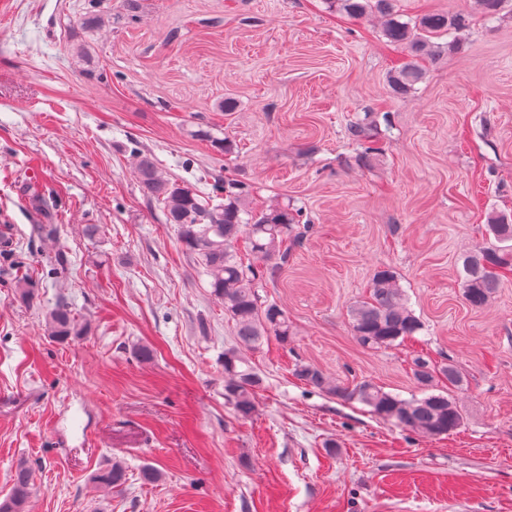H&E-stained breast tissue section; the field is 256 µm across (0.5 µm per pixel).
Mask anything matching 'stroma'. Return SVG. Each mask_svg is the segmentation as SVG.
Here are the masks:
<instances>
[{"mask_svg":"<svg viewBox=\"0 0 512 512\" xmlns=\"http://www.w3.org/2000/svg\"><path fill=\"white\" fill-rule=\"evenodd\" d=\"M121 2L0 0V497L25 461L28 512H512V280L480 308L462 287L488 215L512 216V14L475 20L394 96L404 51L325 0H139L134 17ZM94 7L111 22L84 26ZM368 112L364 166L348 128ZM198 123L234 153L191 138ZM137 151L201 191L216 172L247 182L253 207L302 214L260 290L295 336L251 352L265 380L251 419L224 397L233 324L142 196ZM384 266L423 328L369 349L350 307ZM61 299L83 335L50 334ZM418 354L463 376L453 434L420 436L294 376L303 361L408 398ZM116 459L126 484L98 489Z\"/></svg>","mask_w":512,"mask_h":512,"instance_id":"obj_1","label":"stroma"}]
</instances>
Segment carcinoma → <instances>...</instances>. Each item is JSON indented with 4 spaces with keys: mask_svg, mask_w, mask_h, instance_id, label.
<instances>
[{
    "mask_svg": "<svg viewBox=\"0 0 512 512\" xmlns=\"http://www.w3.org/2000/svg\"><path fill=\"white\" fill-rule=\"evenodd\" d=\"M340 13L354 20L371 16L383 19V36L407 50L409 59L391 70L387 82L394 95L415 90L422 78L416 59L438 51L433 39L450 37L448 49L458 47L457 35L471 26L472 18H497L512 12V0H473L475 10L453 15L425 13L402 20L397 0H329ZM191 136L208 143L220 153L234 150L231 141L213 135L211 128L199 126ZM136 174L139 188L147 200L159 205L166 223L177 224L180 241L198 256L214 297L224 304V314L234 324L236 345L224 351V396L237 417L251 418L256 410L257 391L264 379L252 365L247 352L267 336L286 345L294 336L287 312L277 303L261 302L258 280L267 278L286 262L284 244L300 214L286 206L255 210L250 207L246 186L229 182L219 174L211 176V191L203 193L163 170L149 154L138 156ZM487 230L494 241L477 247L463 259V294L472 307L489 302L502 284L512 278V221L491 215ZM279 261L262 269L258 264L273 257ZM351 331L357 342L371 349L397 346L423 329L421 320L409 307L399 277L389 267L377 269L371 279L370 297L350 309ZM48 325L55 336L79 334L67 302L61 300L49 312ZM414 377L420 395L403 398L363 381L349 389L336 383L319 368L299 363L294 375L303 384L345 401L357 400L384 420L424 437L447 436L461 426L463 415L452 396L462 385L457 368L435 363L418 355L413 358ZM127 471L119 460L98 472L94 483L104 489L123 486ZM34 484V470L25 462L11 476L9 493L0 501V512H25Z\"/></svg>",
    "mask_w": 512,
    "mask_h": 512,
    "instance_id": "1",
    "label": "carcinoma"
}]
</instances>
